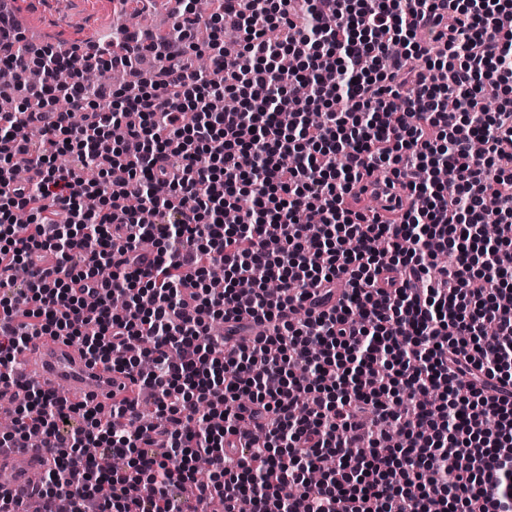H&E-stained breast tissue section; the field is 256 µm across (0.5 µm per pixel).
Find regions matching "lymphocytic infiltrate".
Instances as JSON below:
<instances>
[{"instance_id": "f902f5d3", "label": "lymphocytic infiltrate", "mask_w": 512, "mask_h": 512, "mask_svg": "<svg viewBox=\"0 0 512 512\" xmlns=\"http://www.w3.org/2000/svg\"><path fill=\"white\" fill-rule=\"evenodd\" d=\"M176 2L171 36L71 54L0 13V388L53 336L156 415L25 385L0 447L54 451L41 512H512V0ZM378 174L406 211L345 208Z\"/></svg>"}]
</instances>
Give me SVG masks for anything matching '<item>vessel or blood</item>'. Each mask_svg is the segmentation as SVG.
<instances>
[{
    "instance_id": "vessel-or-blood-1",
    "label": "vessel or blood",
    "mask_w": 512,
    "mask_h": 512,
    "mask_svg": "<svg viewBox=\"0 0 512 512\" xmlns=\"http://www.w3.org/2000/svg\"><path fill=\"white\" fill-rule=\"evenodd\" d=\"M71 13L59 18V38L85 34L91 25L94 0H73ZM17 362L25 370V380L46 390L66 387L74 403L87 409L107 408L125 378L108 366L91 362L77 345L43 336L33 348L23 350ZM52 457L41 448L0 449V499L12 501L29 490L35 472L45 470Z\"/></svg>"
}]
</instances>
